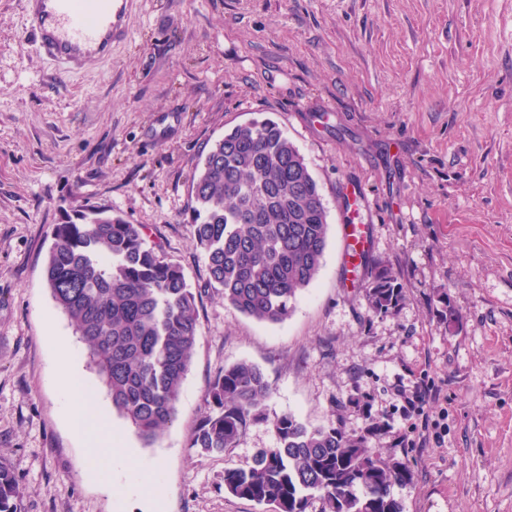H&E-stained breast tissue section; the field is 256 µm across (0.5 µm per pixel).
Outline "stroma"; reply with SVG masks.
<instances>
[{"label":"stroma","instance_id":"stroma-1","mask_svg":"<svg viewBox=\"0 0 512 512\" xmlns=\"http://www.w3.org/2000/svg\"><path fill=\"white\" fill-rule=\"evenodd\" d=\"M129 38L68 78L29 43L23 0H0V462L22 512H268L224 471L278 445L250 425L224 453L190 448L225 367L258 365L269 416L362 438L411 471L403 512H512V0H130ZM269 117L329 211L323 263L284 321L259 322L205 286L190 226L195 165L235 125ZM355 185L361 203L344 205ZM104 208L146 227L198 302L177 413L105 489L53 371L65 337L104 407L95 366L54 303V224ZM369 227L346 265L347 227ZM402 285L372 312L376 268ZM428 389L435 400L417 408Z\"/></svg>","mask_w":512,"mask_h":512}]
</instances>
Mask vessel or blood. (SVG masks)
<instances>
[{
    "label": "vessel or blood",
    "mask_w": 512,
    "mask_h": 512,
    "mask_svg": "<svg viewBox=\"0 0 512 512\" xmlns=\"http://www.w3.org/2000/svg\"><path fill=\"white\" fill-rule=\"evenodd\" d=\"M127 0H25L34 48L65 78L125 40Z\"/></svg>",
    "instance_id": "b4317fda"
}]
</instances>
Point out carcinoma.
Here are the masks:
<instances>
[{
	"label": "carcinoma",
	"mask_w": 512,
	"mask_h": 512,
	"mask_svg": "<svg viewBox=\"0 0 512 512\" xmlns=\"http://www.w3.org/2000/svg\"><path fill=\"white\" fill-rule=\"evenodd\" d=\"M192 229L207 259V283L238 312L281 322L317 278L328 211L298 148L270 118L238 124L196 164ZM45 259L47 288L69 317L114 409L152 445L173 420L199 335L197 291L181 267L146 240L145 227L105 211L55 224ZM402 286L386 269L368 291L373 312L396 304ZM270 386L261 368L239 362L210 384L208 412L190 447L205 456L232 447L257 422L271 424L278 447L262 448L247 468L224 470V492L306 512H402L391 485L412 479L358 437L310 429L291 414L269 418ZM25 490L0 462V512H21Z\"/></svg>",
	"instance_id": "obj_1"
}]
</instances>
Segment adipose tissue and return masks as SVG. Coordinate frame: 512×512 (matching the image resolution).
I'll return each instance as SVG.
<instances>
[{
	"label": "adipose tissue",
	"instance_id": "adipose-tissue-1",
	"mask_svg": "<svg viewBox=\"0 0 512 512\" xmlns=\"http://www.w3.org/2000/svg\"><path fill=\"white\" fill-rule=\"evenodd\" d=\"M71 345L56 339L54 365L63 390V407L88 453L101 462H111L120 450V436L114 433L109 417L98 407L97 397L73 365Z\"/></svg>",
	"mask_w": 512,
	"mask_h": 512
}]
</instances>
